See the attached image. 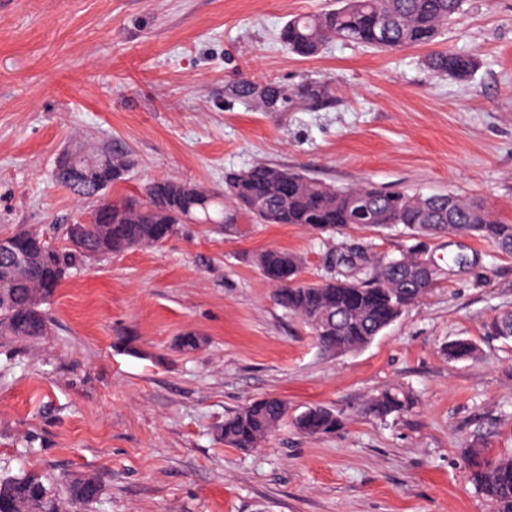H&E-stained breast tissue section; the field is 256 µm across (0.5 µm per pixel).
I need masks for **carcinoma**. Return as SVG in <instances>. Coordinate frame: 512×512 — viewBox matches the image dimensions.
I'll list each match as a JSON object with an SVG mask.
<instances>
[{
	"label": "carcinoma",
	"mask_w": 512,
	"mask_h": 512,
	"mask_svg": "<svg viewBox=\"0 0 512 512\" xmlns=\"http://www.w3.org/2000/svg\"><path fill=\"white\" fill-rule=\"evenodd\" d=\"M465 0H339V7L289 19L279 32L288 52L308 58L331 41L360 44L379 52L431 44L439 32L463 10ZM428 67L441 76L467 79L478 61L470 55L433 52ZM227 98L248 101L261 112L311 110L330 98L331 88L321 80H306L293 91L269 83L266 94L253 80L239 78L227 84ZM112 159V183L124 179L128 161L122 152L103 150ZM55 179L77 199L89 191L65 167L56 166ZM255 224H298L317 233H334L349 224L384 230L402 227L413 237L444 234L471 235L505 254H512V224L496 219L482 201L452 192L424 195L386 191L372 184L350 187L329 185L303 171L257 163L243 171L224 174V190L169 178L147 181L141 194L95 204L94 223L83 226L85 250L56 247L34 235L28 248L36 257L31 279L46 284L48 299L35 303L32 288L20 283L0 308V337L37 339L49 328L46 306L65 280L86 266V252L100 257L135 249L157 247L166 233L177 234L183 225L216 224L227 235L239 234L238 220ZM275 287L274 299L298 317L315 342L330 353H349L368 346L437 282L436 267L422 270V258L409 251L382 263H358L348 254L331 256L344 266L319 281L301 279L303 258L279 248L246 257ZM491 336L512 337V314L488 322ZM448 358L464 361L476 355L469 339L448 344ZM409 393L384 390L372 397L366 412L381 422L407 411ZM288 415V403L265 397L243 405L224 418L218 429L224 443L241 450L258 448ZM339 418L329 407L307 408L294 421L306 435L336 432ZM471 483L486 497L492 512H512V455L488 457L477 448L464 449ZM103 495L100 479L90 473L48 474L22 469L0 473V512H92Z\"/></svg>",
	"instance_id": "obj_1"
}]
</instances>
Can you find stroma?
<instances>
[{
    "instance_id": "stroma-1",
    "label": "stroma",
    "mask_w": 512,
    "mask_h": 512,
    "mask_svg": "<svg viewBox=\"0 0 512 512\" xmlns=\"http://www.w3.org/2000/svg\"><path fill=\"white\" fill-rule=\"evenodd\" d=\"M336 6L0 0V236L62 244L57 217L92 204L51 173L64 154L105 149L131 163L116 195L167 177L220 190L225 171L263 161L340 187L455 192L512 223V0H467L432 45L396 53L334 41L302 58L281 46L290 18ZM434 49L480 66L464 83L434 75ZM240 74L291 88L326 79L334 100L259 112L226 97ZM417 244L440 269L435 287L346 354L322 351L241 260L287 249L316 281L331 252L357 246L377 261ZM505 310L512 254L474 237L187 224L66 280L46 336L0 337V471L97 473V512H490L462 450L512 453V339L485 333ZM189 331L203 347L176 350ZM458 338L477 359H449ZM387 388L413 407L383 424L364 408ZM267 396L287 401L289 419L261 447L225 445V416ZM314 404L335 409V433L295 430L292 416Z\"/></svg>"
}]
</instances>
